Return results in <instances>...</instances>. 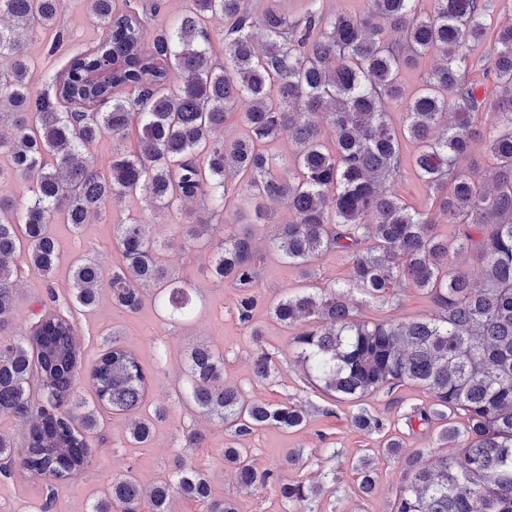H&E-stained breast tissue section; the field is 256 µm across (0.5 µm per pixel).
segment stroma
<instances>
[{
  "mask_svg": "<svg viewBox=\"0 0 512 512\" xmlns=\"http://www.w3.org/2000/svg\"><path fill=\"white\" fill-rule=\"evenodd\" d=\"M60 25L67 41L57 56H47L43 41L28 46L31 94L43 92L48 77L69 55L94 47L102 37L101 28L89 14L88 0H64ZM130 217L150 220L155 235L166 244L172 275L194 284L195 307L188 319L176 323L165 321L150 296L134 314L114 308L106 293L102 294L94 311L87 312L72 305L71 261L83 255L93 257L103 274L111 275L113 266L121 259L112 244V227ZM208 217L206 206L199 201L184 204L181 210L171 214L155 216L143 199L126 197L108 201L105 217L92 220L81 230H73L66 224L50 225L49 231L58 240L62 252L61 264L48 279L29 269L21 270L16 285V322L27 324L44 308L72 316L78 328L81 363L87 369L99 360L106 333L114 332L148 373V408L166 407L167 416L157 422L152 442L139 448L131 444L128 422L123 416L100 410L103 441L96 444L84 474L77 481L60 483L46 477H31L16 467L0 470V512H89L99 492L127 467H134L141 483L147 486L184 457L203 466L217 493L238 495L242 512H287L286 505L273 491L260 489L249 495L237 494L234 473L225 466L222 457L223 425L182 402L188 351L199 341L208 342L223 352L226 384L241 387L258 400L288 401L304 405L310 411V423L300 431L286 433L267 429L244 440V447L250 448L258 467L278 465L284 479L322 484L321 512H389V505L402 483L401 463L384 457L376 460L379 482L375 495L366 500L356 499L350 490L351 463L363 449L378 447L379 436L354 427L355 407L330 403L322 392L304 380L292 350V332L284 330L268 314L270 304L299 292L303 284L299 269L270 251L268 228L257 227V243L265 250L266 260L255 289L258 297L255 318L262 325L264 335L261 341H254L236 318L235 290L209 274L213 252L207 239H187L181 230L182 224ZM349 298L357 302L360 317L368 321L411 320L434 310L429 296L414 288L406 289L394 301L384 304L362 301L356 291L350 292ZM260 347L278 355V372L270 383L258 382L253 375V358ZM429 405L425 390L402 386L368 400L366 407L372 414L394 424L395 433L403 442V452L408 455L428 450L434 442L431 430L411 428L407 420L411 407ZM191 426L200 429L205 440L201 448L188 455L181 447L180 436L183 429ZM298 448L311 455L307 466L300 469L284 462L286 454ZM335 448L343 449V456L331 458L330 453ZM332 470L342 478L343 490H336L331 482L322 481V474Z\"/></svg>",
  "mask_w": 512,
  "mask_h": 512,
  "instance_id": "1",
  "label": "stroma"
}]
</instances>
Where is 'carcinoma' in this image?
<instances>
[{
	"mask_svg": "<svg viewBox=\"0 0 512 512\" xmlns=\"http://www.w3.org/2000/svg\"><path fill=\"white\" fill-rule=\"evenodd\" d=\"M253 0H191L171 26L152 28L139 0H90L94 22L106 30L92 49L75 54L52 77L50 89L27 93L28 44L54 36L64 42L63 0H0V416L27 427L22 467L32 476L71 482L88 466L98 439L97 408L79 398L82 371L77 326L45 309L28 328L15 323L18 257L50 278L61 263L50 224L75 230L102 213L110 198L140 196L156 210L206 198L236 226L215 246L210 275L238 291L239 323L254 340V292L265 255L252 227L270 224V243L312 278L311 267L334 252L351 264L347 287L386 302L408 286L428 294L436 310L412 321L361 320L341 289L305 285L278 300L270 315L286 330L300 329L293 352L306 380L338 402L360 403L404 384L427 391L431 405L414 410L437 431L436 444L454 454L402 455L393 436L352 463L355 494L373 496L375 457L400 459L404 483L390 512H512V26L501 28L486 59L472 56L485 41L497 0H366L362 12L330 15L323 0H305L299 17L283 0H268L261 16ZM224 29V64L211 36ZM436 54L440 62L422 88L405 95L403 73ZM493 75L496 100L478 96ZM130 90L126 96L122 91ZM240 130L223 136L241 100ZM401 101L400 119L391 105ZM139 120L137 146L123 141ZM489 133L493 160L463 167L474 143ZM112 137V160L102 167L93 148ZM294 147L284 160L271 145ZM410 164L435 201L420 212L397 189L407 144ZM243 187L226 186L228 171ZM16 184V195L4 191ZM288 199L290 217L273 223L265 202ZM458 226L455 239L439 221ZM122 264L104 279L90 257L72 262V302L86 311L106 288L112 305L134 314L155 290L170 320L191 312L190 288L168 272L162 243L150 224L131 218L113 228ZM475 253L481 279L456 261ZM189 396L194 407L224 424V464L244 490L271 487L290 512H315L319 484L261 469L241 441L263 429L298 431L308 424L300 404L252 399L224 384V355L193 344ZM278 371L276 356L260 349L253 373L260 382ZM95 402L130 417L129 438L146 445L154 419L146 410L148 375L117 340L106 343L87 375ZM42 404L31 406L33 380ZM463 417L457 421V417ZM353 423L377 434L386 422L359 410ZM200 512H241L239 501L217 494L204 470L178 462L143 491L132 467L112 479L91 512H171L172 493Z\"/></svg>",
	"mask_w": 512,
	"mask_h": 512,
	"instance_id": "1",
	"label": "carcinoma"
}]
</instances>
